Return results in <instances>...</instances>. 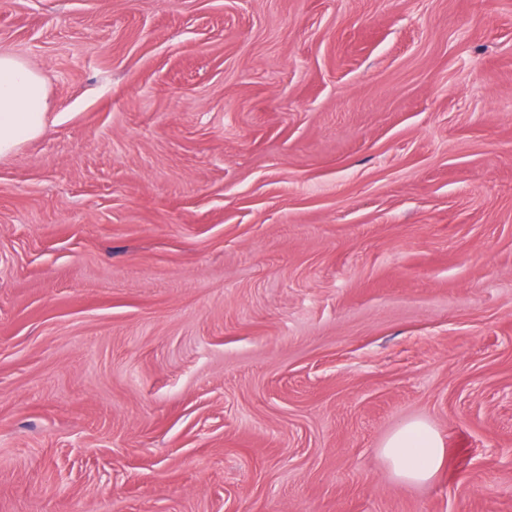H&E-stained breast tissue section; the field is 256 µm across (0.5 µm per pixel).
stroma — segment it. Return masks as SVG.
Segmentation results:
<instances>
[{"instance_id":"1","label":"stroma","mask_w":512,"mask_h":512,"mask_svg":"<svg viewBox=\"0 0 512 512\" xmlns=\"http://www.w3.org/2000/svg\"><path fill=\"white\" fill-rule=\"evenodd\" d=\"M0 53V512H512V0H0ZM48 110L40 73L21 59L0 53V160L42 134ZM381 455L400 481L420 484L432 480L442 467L446 448L443 438L422 421H410L382 444Z\"/></svg>"}]
</instances>
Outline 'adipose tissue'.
<instances>
[{"mask_svg":"<svg viewBox=\"0 0 512 512\" xmlns=\"http://www.w3.org/2000/svg\"><path fill=\"white\" fill-rule=\"evenodd\" d=\"M48 110L40 73L21 59L0 53V160L42 134ZM380 453L397 479L420 484L439 472L446 448L443 438L426 423L411 421L384 441Z\"/></svg>","mask_w":512,"mask_h":512,"instance_id":"1","label":"adipose tissue"}]
</instances>
